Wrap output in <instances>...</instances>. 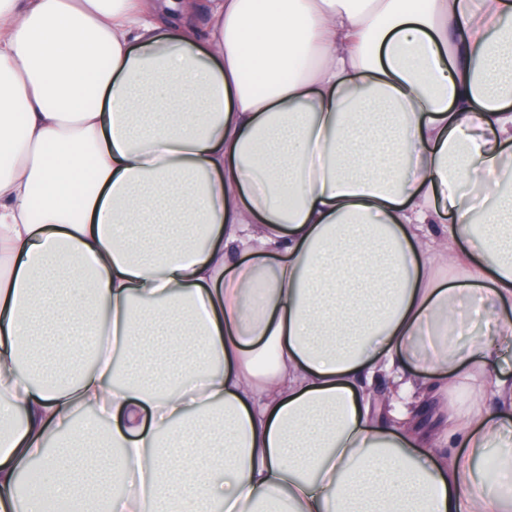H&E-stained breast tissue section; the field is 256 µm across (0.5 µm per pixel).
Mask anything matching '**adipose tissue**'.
Listing matches in <instances>:
<instances>
[{"label":"adipose tissue","instance_id":"adipose-tissue-1","mask_svg":"<svg viewBox=\"0 0 512 512\" xmlns=\"http://www.w3.org/2000/svg\"><path fill=\"white\" fill-rule=\"evenodd\" d=\"M208 10L0 0V512H512V0Z\"/></svg>","mask_w":512,"mask_h":512}]
</instances>
